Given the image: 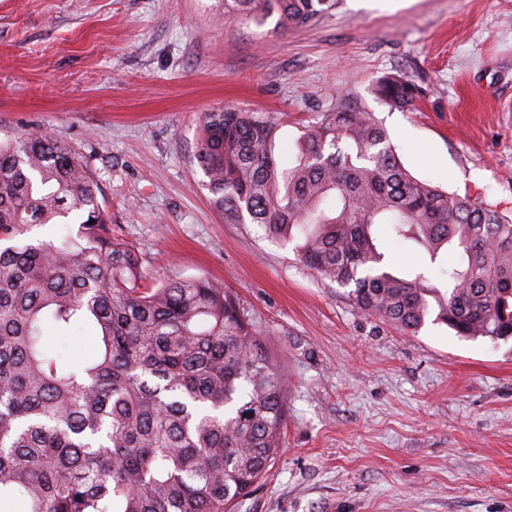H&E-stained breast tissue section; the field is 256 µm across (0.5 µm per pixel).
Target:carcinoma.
<instances>
[{
  "instance_id": "1",
  "label": "carcinoma",
  "mask_w": 512,
  "mask_h": 512,
  "mask_svg": "<svg viewBox=\"0 0 512 512\" xmlns=\"http://www.w3.org/2000/svg\"><path fill=\"white\" fill-rule=\"evenodd\" d=\"M232 20L286 29L338 0H221ZM409 109L420 86L379 79ZM278 120L225 106L203 113L194 155L226 224L296 241L298 259L353 287L356 309L415 334L428 318L493 344L512 338V218L413 177L373 113L339 102L285 161ZM88 162L37 130L0 142V502L23 512H225L248 497L280 448L285 377L224 284L140 285L132 245L112 234ZM80 220L59 244L36 224ZM436 261L443 292L387 269L379 229ZM93 332L72 364L46 325Z\"/></svg>"
}]
</instances>
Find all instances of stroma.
I'll return each mask as SVG.
<instances>
[{
    "mask_svg": "<svg viewBox=\"0 0 512 512\" xmlns=\"http://www.w3.org/2000/svg\"><path fill=\"white\" fill-rule=\"evenodd\" d=\"M397 73L426 92L414 110L373 91ZM341 98L414 177L512 215V0H340L288 30L216 0H0V141L45 129L80 148L144 283L223 282L288 375L279 453L231 512H512V339L362 314L293 244L210 204L201 114L280 116L287 157ZM382 249L445 288L424 251Z\"/></svg>",
    "mask_w": 512,
    "mask_h": 512,
    "instance_id": "obj_1",
    "label": "stroma"
}]
</instances>
